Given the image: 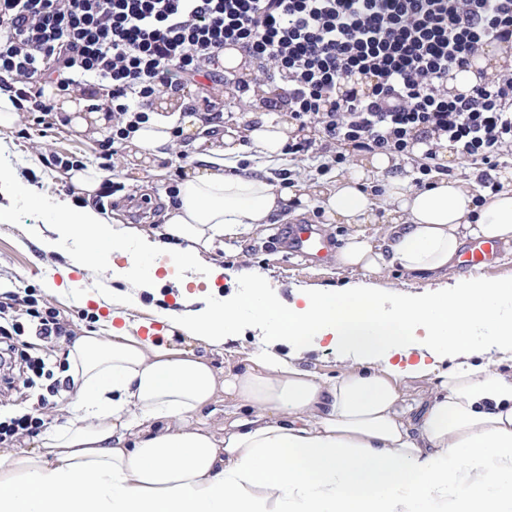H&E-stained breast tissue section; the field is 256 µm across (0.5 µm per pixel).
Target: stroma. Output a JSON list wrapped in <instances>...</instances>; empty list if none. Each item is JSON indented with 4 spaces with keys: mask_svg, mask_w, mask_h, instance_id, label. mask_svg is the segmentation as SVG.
Instances as JSON below:
<instances>
[{
    "mask_svg": "<svg viewBox=\"0 0 512 512\" xmlns=\"http://www.w3.org/2000/svg\"><path fill=\"white\" fill-rule=\"evenodd\" d=\"M104 136L101 130L92 128L79 132L69 126L44 132L30 122L0 127V164L15 169L27 186L26 191L7 197L0 195V204L10 206L12 210L10 223H0V278L9 279L13 287L36 290L42 299L59 309L79 335L98 329L112 313L108 306L81 305L82 294L110 291L116 284L82 267L80 258L85 244L59 233L60 223L54 209L56 201L67 199L77 206L89 201L103 215H117L121 223L157 231L162 227L167 204L174 198L180 183L176 168L165 165L163 158L155 157L151 162L140 163L138 168L142 180L148 181V188H136L129 182V159L121 154L113 159L111 191L89 198L69 186L63 173L46 163L38 150L39 144L46 143L73 166L97 168L103 161L99 141ZM351 169V164L346 162H335L324 168L316 159L299 164L285 154L270 166L269 173L278 182L294 183L302 179L317 182L334 179ZM303 216L316 224L325 238L326 253L322 258L311 259L285 250L279 243L283 232L279 224L272 226L270 233L263 237L242 240L237 245V253L218 246L210 252L209 258L229 266L235 263L237 255H244L247 267L266 275L271 288L284 295L296 287L332 291L348 283L360 282L361 273L336 269L334 257L348 233L347 226L328 224L322 210L315 206L306 208ZM36 228L58 232L53 265H45L41 251L30 240ZM53 283L66 284V294L51 295L49 286ZM168 341L203 356L220 373L236 362L238 353L255 349L256 333L250 327H243L239 338L225 348L188 338L177 330L169 331Z\"/></svg>",
    "mask_w": 512,
    "mask_h": 512,
    "instance_id": "35a3bbf8",
    "label": "stroma"
}]
</instances>
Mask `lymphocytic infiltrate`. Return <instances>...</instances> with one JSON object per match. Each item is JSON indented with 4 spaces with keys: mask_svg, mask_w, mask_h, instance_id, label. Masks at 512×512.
Masks as SVG:
<instances>
[{
    "mask_svg": "<svg viewBox=\"0 0 512 512\" xmlns=\"http://www.w3.org/2000/svg\"><path fill=\"white\" fill-rule=\"evenodd\" d=\"M241 55L231 75L210 62ZM496 59L462 96L448 74L469 70L487 46ZM363 71L373 91L338 86ZM228 86L238 103L256 84L265 112L287 111L291 157L343 161L384 153L411 159L441 143L482 166L481 187L512 154V0H0V89L42 97L39 125H65L46 84L92 101L114 128H134L148 98L201 81ZM73 331L27 289L0 294V388L19 395L47 374L56 344ZM42 402L0 419V444L41 432Z\"/></svg>",
    "mask_w": 512,
    "mask_h": 512,
    "instance_id": "1",
    "label": "lymphocytic infiltrate"
}]
</instances>
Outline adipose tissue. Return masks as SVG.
I'll use <instances>...</instances> for the list:
<instances>
[{
    "mask_svg": "<svg viewBox=\"0 0 512 512\" xmlns=\"http://www.w3.org/2000/svg\"><path fill=\"white\" fill-rule=\"evenodd\" d=\"M173 118L152 114L131 133L139 152L179 149ZM292 127L267 115L246 134L226 130L166 211L161 236L105 223L92 208L56 209L66 232L108 241L113 254H161L164 268L200 270L207 284L225 269L206 258L215 241L286 222L300 206L321 207L349 229L336 268L361 272L345 292L301 293L285 304L264 276L242 269L248 297H229L161 317V324L212 346L246 319L268 324L257 350L216 374L194 352L125 324L147 288L135 264L111 265L136 294L114 300L112 321L68 349L74 385L37 450L0 454V512H504L512 500V310L490 307L512 284L480 278L444 294H377L392 268L446 278L466 239L512 243V180L475 203L467 184L410 185L390 156L321 188L278 187L259 167L228 174L242 149L281 155ZM382 179L383 197L366 193ZM383 235L370 232L378 214ZM484 328L483 346L468 332ZM329 347L346 370L327 378L307 367ZM224 399V439L203 427L202 410Z\"/></svg>",
    "mask_w": 512,
    "mask_h": 512,
    "instance_id": "obj_1",
    "label": "adipose tissue"
}]
</instances>
